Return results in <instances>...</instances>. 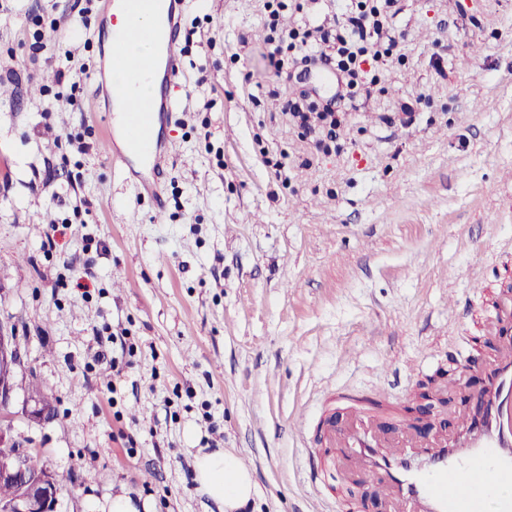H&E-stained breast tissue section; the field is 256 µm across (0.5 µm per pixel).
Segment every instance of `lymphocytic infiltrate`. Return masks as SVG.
<instances>
[{
    "label": "lymphocytic infiltrate",
    "instance_id": "1",
    "mask_svg": "<svg viewBox=\"0 0 512 512\" xmlns=\"http://www.w3.org/2000/svg\"><path fill=\"white\" fill-rule=\"evenodd\" d=\"M397 0H350L336 15L333 28L279 24L281 0H264L263 42L277 74L292 79L295 71L327 65L340 75L338 99H351L362 78L379 82L387 63L404 62L392 19ZM304 134H316L315 145L330 150L337 139L342 119L331 104L316 107L305 91L296 92L282 106Z\"/></svg>",
    "mask_w": 512,
    "mask_h": 512
}]
</instances>
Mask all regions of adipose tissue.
Instances as JSON below:
<instances>
[{"instance_id":"ef3b65f1","label":"adipose tissue","mask_w":512,"mask_h":512,"mask_svg":"<svg viewBox=\"0 0 512 512\" xmlns=\"http://www.w3.org/2000/svg\"><path fill=\"white\" fill-rule=\"evenodd\" d=\"M195 480L200 490L224 507V512H239L255 493L250 470L237 455L216 449L198 451L194 460Z\"/></svg>"}]
</instances>
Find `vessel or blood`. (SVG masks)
Instances as JSON below:
<instances>
[{
  "label": "vessel or blood",
  "mask_w": 512,
  "mask_h": 512,
  "mask_svg": "<svg viewBox=\"0 0 512 512\" xmlns=\"http://www.w3.org/2000/svg\"><path fill=\"white\" fill-rule=\"evenodd\" d=\"M185 0H101L103 17H123L112 40V67L153 87L145 97L114 88L113 101L129 117L125 135L136 146L151 179L133 180L136 193L157 196L169 169L171 149L147 137L155 121L171 119L176 102L165 90L180 82L181 18ZM160 13L162 25L143 29L142 8ZM160 43L163 56L132 54L129 43ZM487 327L498 340L494 359L484 364L487 385L481 394L483 418L456 438L437 433L423 439L402 434L383 440L370 429L375 409L360 403L346 408V425L329 436L327 447L308 456L309 478L322 487L327 462L355 459L370 481L383 486L398 512H512V295L502 294Z\"/></svg>",
  "instance_id": "1"
}]
</instances>
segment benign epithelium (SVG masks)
Instances as JSON below:
<instances>
[{"mask_svg":"<svg viewBox=\"0 0 512 512\" xmlns=\"http://www.w3.org/2000/svg\"><path fill=\"white\" fill-rule=\"evenodd\" d=\"M20 363L12 330L0 327V443L12 442L10 424L14 397L12 369ZM27 449L20 448L9 457L0 458V484L15 487L16 494L8 502L0 503V512H56L57 480L45 470L36 479L25 467Z\"/></svg>","mask_w":512,"mask_h":512,"instance_id":"7a95c632","label":"benign epithelium"}]
</instances>
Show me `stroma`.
Masks as SVG:
<instances>
[{
  "mask_svg": "<svg viewBox=\"0 0 512 512\" xmlns=\"http://www.w3.org/2000/svg\"><path fill=\"white\" fill-rule=\"evenodd\" d=\"M73 4L0 0V324L21 354L13 435L55 475L57 512H103L119 492L149 512H221L194 481L201 448L248 459V512H313L289 420L305 411L318 437L345 396L407 420L427 405L455 431L440 388H479L459 366L494 356L474 339L512 286V0H398L407 59L326 154L281 112L263 0H186L156 199L104 149L93 76L108 25ZM101 240L90 296L57 287ZM33 378L55 400L45 423L25 414Z\"/></svg>",
  "mask_w": 512,
  "mask_h": 512,
  "instance_id": "1",
  "label": "stroma"
}]
</instances>
